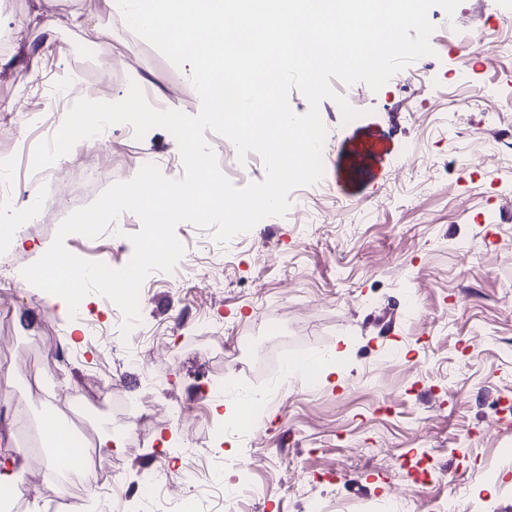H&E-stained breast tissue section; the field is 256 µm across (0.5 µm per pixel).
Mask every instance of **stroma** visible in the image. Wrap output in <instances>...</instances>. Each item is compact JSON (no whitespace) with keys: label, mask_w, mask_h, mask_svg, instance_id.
Instances as JSON below:
<instances>
[{"label":"stroma","mask_w":512,"mask_h":512,"mask_svg":"<svg viewBox=\"0 0 512 512\" xmlns=\"http://www.w3.org/2000/svg\"><path fill=\"white\" fill-rule=\"evenodd\" d=\"M47 15L53 31L35 36ZM429 19L434 53L408 66L411 80L394 77L375 92L359 83L369 98L353 122L322 101L323 192L294 190L285 216L225 248L211 231L178 226L182 280L154 278L141 318L156 335L178 340L154 399L191 415L178 425L160 422L144 447L116 452L113 480L132 483L160 460L175 482L195 488L200 512H225L212 488L222 477L220 458L238 455L253 460L260 490L239 501L240 512H307L312 494L321 512H394V493L409 491V467L425 452L443 479L405 500L404 512H432L452 491L465 512H512V460L503 455L512 448V267L499 261L512 249V153L485 156L491 132L512 129V0H462L454 14L435 7ZM97 25L112 32L102 69L77 52ZM0 31L14 35L0 48V162L12 168L15 200L32 186L26 144L50 138L68 111L50 105L49 89L81 78L96 84V99L114 102L133 81L151 104L190 115L200 109L188 71L108 13L103 0H11L0 10ZM87 155L98 172L93 181L66 156L47 168L52 202L8 253L20 291L0 314V360L10 363L9 402L23 405L33 424L46 406L31 395L41 378L61 406L92 374L111 381L114 410L148 393L123 352L90 341V328L112 333L99 295L81 318L65 316L21 275L72 211L130 180L141 160L158 161L172 179L184 174L177 141L162 128L139 139L130 125L111 126ZM466 242L472 254H461ZM65 246L111 268L133 251L110 231L72 234ZM260 251L275 262H259ZM210 273L223 284L220 294L200 286ZM413 289L425 313L418 322L404 306ZM205 314L220 319L218 336L195 331ZM71 331L81 355L60 370L41 344ZM252 332L266 334L269 347L284 342L289 354L330 360L334 371L308 383L294 377L247 447L218 431L249 387L267 380L258 365L238 366L236 339ZM232 374L240 385L207 395L206 379ZM494 401L502 411L492 426L486 416Z\"/></svg>","instance_id":"35a3bbf8"}]
</instances>
